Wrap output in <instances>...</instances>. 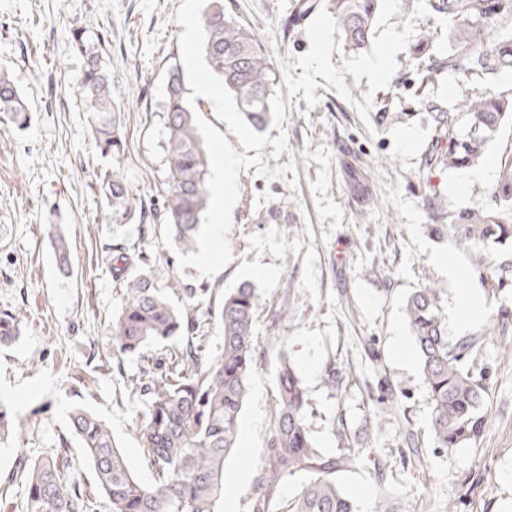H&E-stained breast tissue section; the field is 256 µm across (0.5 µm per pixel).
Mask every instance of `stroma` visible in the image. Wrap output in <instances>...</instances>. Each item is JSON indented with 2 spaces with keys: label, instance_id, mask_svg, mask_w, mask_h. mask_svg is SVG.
I'll use <instances>...</instances> for the list:
<instances>
[{
  "label": "stroma",
  "instance_id": "stroma-1",
  "mask_svg": "<svg viewBox=\"0 0 512 512\" xmlns=\"http://www.w3.org/2000/svg\"><path fill=\"white\" fill-rule=\"evenodd\" d=\"M182 0H0V69L7 70L32 108L27 128L0 123V311L19 322L15 342L0 346V402L15 415V433L0 441V512H21V457L66 452L90 503L111 512L69 413L82 407L108 424L131 471L147 478L136 437L141 402L132 378L173 342L150 346L113 365L112 319L121 291L112 273L117 248H135L170 272L171 282L227 292L251 283L258 296V344L240 429L248 448L226 459L225 512H250L271 435L278 352L286 339L291 365L308 393L309 434L324 457L349 455L335 478L358 512L379 498L393 512H512V243L490 246L488 270L446 234L430 230L419 184L431 146L434 100L445 110L469 95L470 80L442 65L453 49L448 24L429 21L426 0H384L369 46L349 50L326 16L294 27L296 0H224L226 13L249 25L277 71L286 105L281 129L288 150L268 167L295 162L299 186L240 170L228 236L231 262L217 275L179 268L158 231L106 223L100 193L106 172L119 171L134 194L155 197L165 177L167 131L159 112L169 69L181 67L174 16ZM433 39L419 51L420 33ZM101 44L103 67L120 106L126 152L100 154L90 115L79 98L85 65L73 29ZM387 58V75L370 61ZM418 64H411V56ZM385 112L403 121H382ZM512 149V122L489 143L487 177L454 192L458 171L435 183L449 208L483 209ZM369 180L362 202L348 187L350 171ZM68 254L59 257L55 231ZM431 285L448 320V341L473 342L469 358L485 376L484 426L462 448H437L431 403L414 338L407 296ZM482 306L460 324L462 291ZM288 317L275 321L279 309Z\"/></svg>",
  "mask_w": 512,
  "mask_h": 512
}]
</instances>
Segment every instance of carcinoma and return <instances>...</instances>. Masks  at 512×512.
Here are the masks:
<instances>
[{
	"label": "carcinoma",
	"instance_id": "cac0c4a2",
	"mask_svg": "<svg viewBox=\"0 0 512 512\" xmlns=\"http://www.w3.org/2000/svg\"><path fill=\"white\" fill-rule=\"evenodd\" d=\"M381 0H296L291 22L315 15L329 16L345 44L366 48L373 36ZM431 12L448 21L456 51L448 56V72L482 79L501 68L512 69V0H428ZM206 33L205 60L233 92L239 110L255 128L270 118V99L277 75L251 28L224 12L214 0L202 19ZM73 39L86 57L77 83L86 111L92 113L91 134L102 153L119 159L124 154L119 109L112 97V80L101 65L99 50L83 44V34ZM436 113L433 144L425 155L419 178L429 218L446 224L456 244L474 252L477 264L487 259L486 246L512 241V155L501 161L499 178L481 211L448 210L432 182L437 169H463L478 164L501 125L512 121V96L481 87L456 104L466 117L460 131L450 113L429 105ZM29 108L17 85L0 74V114L11 122H25ZM160 112L167 129L166 189L162 207L145 209L137 204L128 184L117 173L105 175L101 189L106 198L105 218L119 224L134 211L144 230H154L169 220L174 242L183 252L195 249V235L207 208L208 156L188 104L179 71L168 74ZM353 194L367 201L368 181L351 172ZM115 276L124 280L120 312L112 324L116 366L122 356L151 343L174 337L181 346L167 361L146 366L131 382V390L144 400L136 435L150 470V480H140L128 467L112 431L94 414L76 408L70 414L71 433L83 444L97 482L109 499L112 512H223L227 486L224 461L238 444L239 421L249 393L255 362L254 314L258 297L247 284L224 294L217 319L224 347L216 355L204 347L205 312L213 289L176 288L159 283L166 271L150 263L139 251L122 252L113 264ZM182 294L176 306L170 294ZM414 337L424 385L431 401V433L438 448H458L478 437L486 383L464 365L470 343H448V324L439 306L437 289L424 287L410 294L404 305ZM15 315L0 313V344L18 336ZM280 364L275 382L272 433L257 477L251 512H274V494L287 476L308 477L286 512H356L350 498L336 483V468L350 458L326 460L315 448L305 419L308 395L288 360L284 339L270 337ZM27 487L25 512H88L89 499L70 461L64 456L20 461Z\"/></svg>",
	"mask_w": 512,
	"mask_h": 512
}]
</instances>
